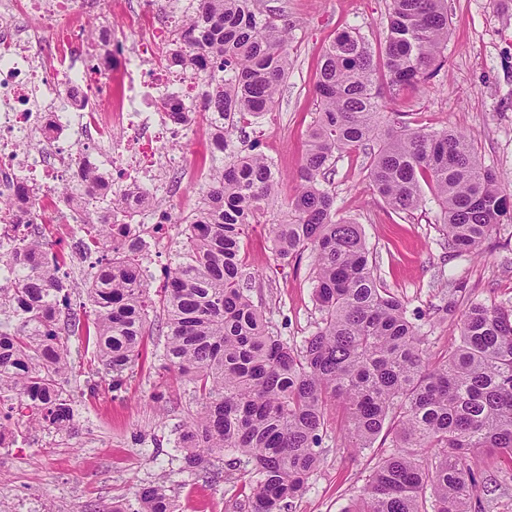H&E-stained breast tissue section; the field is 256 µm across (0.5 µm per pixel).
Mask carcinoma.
Listing matches in <instances>:
<instances>
[{"label":"carcinoma","mask_w":512,"mask_h":512,"mask_svg":"<svg viewBox=\"0 0 512 512\" xmlns=\"http://www.w3.org/2000/svg\"><path fill=\"white\" fill-rule=\"evenodd\" d=\"M182 20L176 59L205 86L204 107L234 124L238 113L269 112L288 78V22L255 0H198ZM447 0H390L384 47L375 53L356 31L339 32L322 54L318 117L306 135L299 189L285 219L272 225L279 256L316 255L313 283L321 314L300 347L269 328L249 296L241 243L261 223L279 177L259 153L214 168L208 190L186 224L178 261L151 296L139 242L115 235L137 209L113 194L104 217H88L72 246L100 255L83 284L92 318L72 307L57 274L64 255L44 235L24 236L0 285V313L16 317L0 330V434L11 420L64 431L73 425L66 389L70 337L93 342L121 385L145 347L149 315H166L163 359L193 385L196 406L178 438L184 469L218 484L212 457L226 452L229 471L251 466L247 512H292L319 466L325 409L337 401L341 430L356 452L392 435L393 451L374 467L348 512H485L474 499L481 475L472 460L492 450L512 462V309L473 303L459 340L430 354L405 304L383 288L360 226L336 218L329 175L336 159L371 147L373 191L397 213L438 202L448 250L474 253L493 230L512 223V195L486 167L474 142L455 128H411L382 111L377 72L389 97L431 78L445 61ZM17 202L0 199V224H16ZM136 505L102 512H176L160 486L140 488Z\"/></svg>","instance_id":"1"}]
</instances>
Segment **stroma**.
Masks as SVG:
<instances>
[{
	"instance_id": "stroma-1",
	"label": "stroma",
	"mask_w": 512,
	"mask_h": 512,
	"mask_svg": "<svg viewBox=\"0 0 512 512\" xmlns=\"http://www.w3.org/2000/svg\"><path fill=\"white\" fill-rule=\"evenodd\" d=\"M285 6L292 28L291 66L273 109L277 126L233 128L230 154L257 151L272 157L279 174L276 202L264 223L244 237L242 252L256 279L250 292L272 331L302 344L315 331L320 312L312 283L315 257L280 260L267 226L278 222L299 183L305 134L317 117L315 86L321 56L337 33L354 28L372 48L383 43L389 0H270ZM450 31L445 65L428 84L385 103L410 127L465 132L484 164L504 176L512 194V0H448ZM369 154L360 150L337 161L331 176L336 216L359 224L369 260L381 285L404 301L432 355L446 353L458 336L460 318L474 302L512 307V223L498 225L479 255L453 256L439 230L440 209L426 199L414 213H397L374 194L367 178ZM205 185L157 206L175 216L163 230H148L143 268L159 291L164 270L182 241L178 218L197 206ZM163 318L147 326L146 349L118 390L98 364L95 347L71 339L74 363L68 388L74 396L72 428L34 431L19 423L13 447H0V512H92L98 505L134 501L140 487L165 486L178 512H237L250 493V473H227L213 485L183 469L178 446L190 386L164 371ZM95 391H88V384ZM320 465L294 512H347L359 499L386 448L351 454L342 445L340 415L328 407ZM476 468L486 485L480 498L489 512H512V466L497 454L478 453Z\"/></svg>"
}]
</instances>
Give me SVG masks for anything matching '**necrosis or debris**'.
<instances>
[{
    "mask_svg": "<svg viewBox=\"0 0 512 512\" xmlns=\"http://www.w3.org/2000/svg\"><path fill=\"white\" fill-rule=\"evenodd\" d=\"M99 0H0V180L24 185L25 223L36 221L44 199L67 188L70 199L54 212L58 224L81 223L91 200L162 184L182 193L197 182L187 162L177 163L179 182H159L173 164L164 148L180 133L161 103L188 113L189 129H211L217 116L203 111L198 79L175 88L163 58L177 46L169 21L170 0H112L128 23L123 40L105 30L88 32L86 21ZM84 89L71 98L68 86ZM110 93L114 104L99 107ZM100 188L88 194L86 175Z\"/></svg>",
    "mask_w": 512,
    "mask_h": 512,
    "instance_id": "obj_1",
    "label": "necrosis or debris"
}]
</instances>
